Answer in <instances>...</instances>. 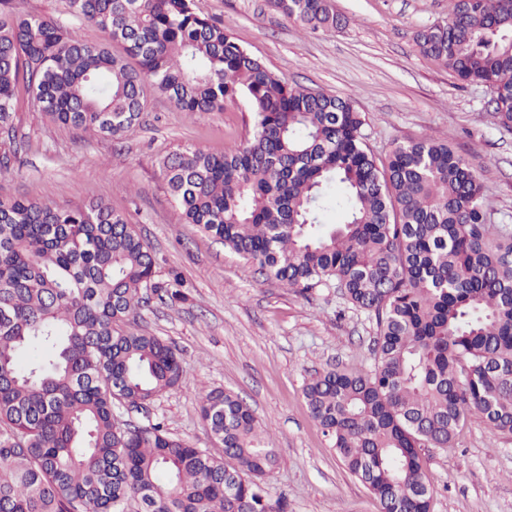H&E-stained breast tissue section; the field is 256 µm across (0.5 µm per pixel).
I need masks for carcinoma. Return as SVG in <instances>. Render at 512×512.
Here are the masks:
<instances>
[{"label": "carcinoma", "instance_id": "obj_1", "mask_svg": "<svg viewBox=\"0 0 512 512\" xmlns=\"http://www.w3.org/2000/svg\"><path fill=\"white\" fill-rule=\"evenodd\" d=\"M313 29L333 0H269ZM0 0V130L15 143V92L63 126L120 139L148 96L191 115L248 102L254 128L221 155L187 149L162 175L184 220L306 294L335 283L374 316L375 367L332 370L303 394L350 475L380 512H429L420 449L450 448L472 413L512 432V230L489 222L475 169L428 138L381 161L351 101L289 83L194 0H67L108 36ZM419 52L494 92L512 128V0H456L419 31ZM158 278L151 247L102 200L60 208L0 201V512H287L265 477L279 465L250 406L216 388L200 415L218 448H196L138 409L183 383L176 347L129 325ZM39 356L27 368L20 354Z\"/></svg>", "mask_w": 512, "mask_h": 512}]
</instances>
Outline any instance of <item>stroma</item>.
I'll return each instance as SVG.
<instances>
[{
  "mask_svg": "<svg viewBox=\"0 0 512 512\" xmlns=\"http://www.w3.org/2000/svg\"><path fill=\"white\" fill-rule=\"evenodd\" d=\"M195 4L290 83L349 98L366 120L377 157L418 137L451 144L477 171L492 222L512 226V129L495 123L491 89L459 83L415 42L423 28L447 21L455 0H334L342 24L331 31L295 23L268 0ZM15 110L19 151L0 175V200L105 201L151 245L160 277L175 271L185 281V302L151 294L137 316L140 328L177 347L184 382L145 410L122 412V420L160 421L195 447L211 449L199 394L232 390L252 407L280 455L279 468L264 480L269 499L287 501L288 512H380L303 397L319 373L373 368L374 319L339 289L305 297L265 279L256 265L184 223L162 179L168 156L188 148L219 155L241 145L252 132L248 103L191 116L156 96L141 126L114 141L56 124L22 88ZM422 456L434 489L430 512H512V432L490 430L473 414L455 447L426 448Z\"/></svg>",
  "mask_w": 512,
  "mask_h": 512,
  "instance_id": "35a3bbf8",
  "label": "stroma"
}]
</instances>
